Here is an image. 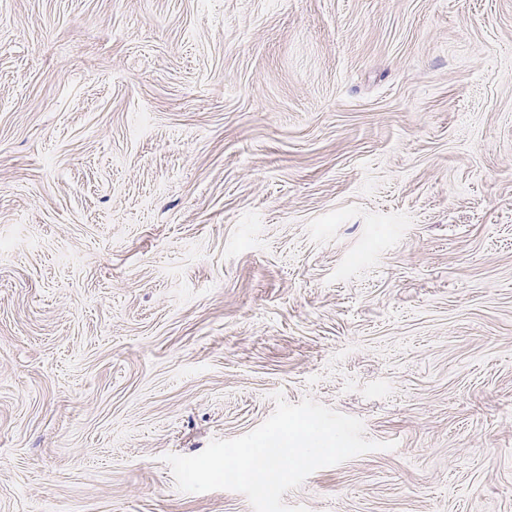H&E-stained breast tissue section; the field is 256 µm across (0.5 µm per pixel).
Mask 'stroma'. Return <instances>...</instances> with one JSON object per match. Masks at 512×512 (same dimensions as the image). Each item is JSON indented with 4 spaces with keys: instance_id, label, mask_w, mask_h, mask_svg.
Here are the masks:
<instances>
[{
    "instance_id": "obj_1",
    "label": "stroma",
    "mask_w": 512,
    "mask_h": 512,
    "mask_svg": "<svg viewBox=\"0 0 512 512\" xmlns=\"http://www.w3.org/2000/svg\"><path fill=\"white\" fill-rule=\"evenodd\" d=\"M277 392L512 512V0H0V512H253L164 457Z\"/></svg>"
}]
</instances>
